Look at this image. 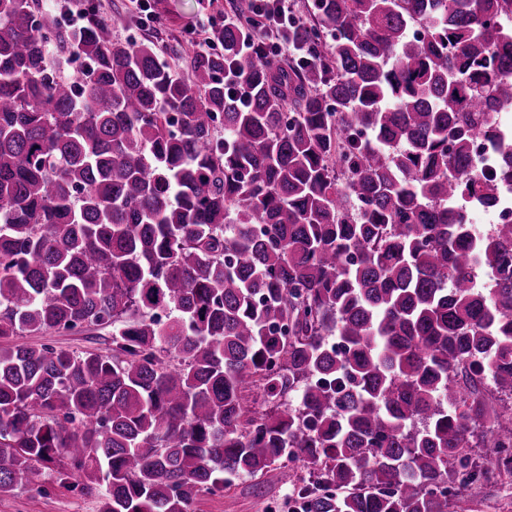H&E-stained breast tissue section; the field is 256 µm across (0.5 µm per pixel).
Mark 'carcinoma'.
I'll return each instance as SVG.
<instances>
[{
    "instance_id": "obj_1",
    "label": "carcinoma",
    "mask_w": 512,
    "mask_h": 512,
    "mask_svg": "<svg viewBox=\"0 0 512 512\" xmlns=\"http://www.w3.org/2000/svg\"><path fill=\"white\" fill-rule=\"evenodd\" d=\"M89 2L0 0V496L52 464L190 512L299 461L300 512H448L512 476V220L463 214L512 180L471 154L512 0H308L285 64L242 10L181 52ZM90 326L110 352L20 341Z\"/></svg>"
}]
</instances>
